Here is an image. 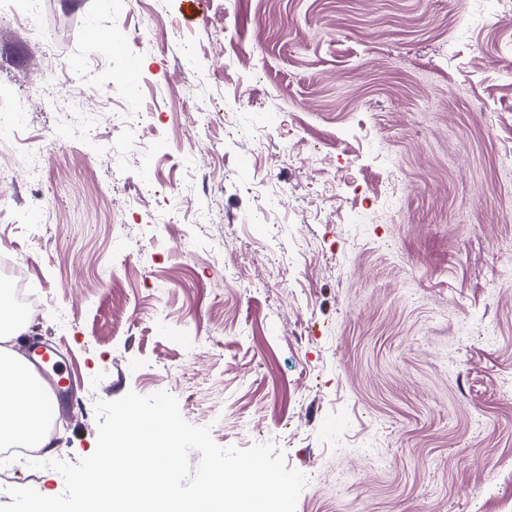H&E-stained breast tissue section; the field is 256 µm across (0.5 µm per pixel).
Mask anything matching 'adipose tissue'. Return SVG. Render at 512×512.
Segmentation results:
<instances>
[{"label":"adipose tissue","mask_w":512,"mask_h":512,"mask_svg":"<svg viewBox=\"0 0 512 512\" xmlns=\"http://www.w3.org/2000/svg\"><path fill=\"white\" fill-rule=\"evenodd\" d=\"M46 395L44 384L24 357L0 346V444L51 446L45 425L55 407Z\"/></svg>","instance_id":"adipose-tissue-1"}]
</instances>
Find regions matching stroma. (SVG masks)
I'll return each instance as SVG.
<instances>
[{"label": "stroma", "mask_w": 512, "mask_h": 512, "mask_svg": "<svg viewBox=\"0 0 512 512\" xmlns=\"http://www.w3.org/2000/svg\"><path fill=\"white\" fill-rule=\"evenodd\" d=\"M112 2L0 20V257L46 305L15 348L70 374L42 460L94 451L95 401L166 391L195 426L228 409L220 446L273 444L296 512H512V0H128L95 58ZM89 61L135 134L52 78ZM186 93L202 112L157 113ZM24 487L65 480L0 457V504ZM143 113L141 112H112L107 113V121L112 125L113 132L132 130L141 126ZM30 356L32 359L44 365H47V362L50 360L55 362L57 365V371H54L56 375L55 390L57 394L63 393L67 387L69 378L68 373L66 372V369L63 368L61 362L56 360L55 352L52 349H48L43 346H35L31 348Z\"/></svg>", "instance_id": "35a3bbf8"}]
</instances>
